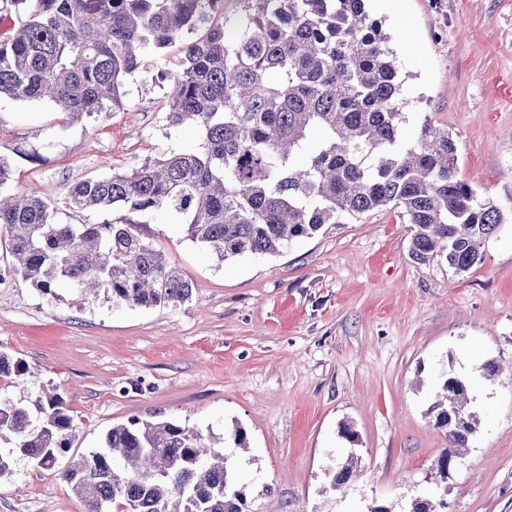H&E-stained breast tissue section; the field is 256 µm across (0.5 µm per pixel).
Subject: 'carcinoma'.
<instances>
[{
    "label": "carcinoma",
    "instance_id": "cac0c4a2",
    "mask_svg": "<svg viewBox=\"0 0 512 512\" xmlns=\"http://www.w3.org/2000/svg\"><path fill=\"white\" fill-rule=\"evenodd\" d=\"M235 29L224 0H10L19 15L0 40V95L51 100L69 121L122 106L142 56L184 43L177 68L148 76L165 90L166 119L195 128L194 150L65 188L74 211H121L102 224H64L38 191L5 192L14 170L0 155V229L10 270L44 293L61 285L114 306L177 307L193 288L135 230L134 215L176 213L187 239L221 261L278 255L293 241L392 205L412 227L410 254L460 276L480 265L504 217L457 176L448 130L424 121L407 141L403 79L390 35L365 0H239ZM323 137L309 144V132ZM29 368L0 351V379L20 390ZM445 400L429 407L448 438L438 460L476 432L468 386L441 374ZM73 417L45 390L35 403L0 399V479L15 458L45 469L70 447ZM85 512H252L224 455L177 422L131 418L103 446L57 472ZM444 496L409 512H447Z\"/></svg>",
    "mask_w": 512,
    "mask_h": 512
}]
</instances>
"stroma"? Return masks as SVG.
Here are the masks:
<instances>
[{
    "label": "stroma",
    "instance_id": "1",
    "mask_svg": "<svg viewBox=\"0 0 512 512\" xmlns=\"http://www.w3.org/2000/svg\"><path fill=\"white\" fill-rule=\"evenodd\" d=\"M367 7L405 78L406 133L426 121L447 129L459 177L506 219L482 263L464 276L442 259L416 263L410 227L391 207L325 225L277 256L221 263L159 211L137 230L191 282L181 306L116 307L19 277L1 284L0 351L56 386L73 416L60 464L133 417L216 437L237 425L249 449L225 440L224 453L253 512H408L443 493L448 512H512V0ZM180 56L176 44L144 56L120 109L72 123L52 103L1 96L0 150L46 156L11 155V192H42L68 224L111 220L68 210L64 190L197 146L192 129L168 124L164 91L146 80ZM447 371L468 383L479 424L440 484L448 440L428 409ZM351 453L360 466L333 489ZM13 469L0 480V512H84L52 471L23 458Z\"/></svg>",
    "mask_w": 512,
    "mask_h": 512
}]
</instances>
